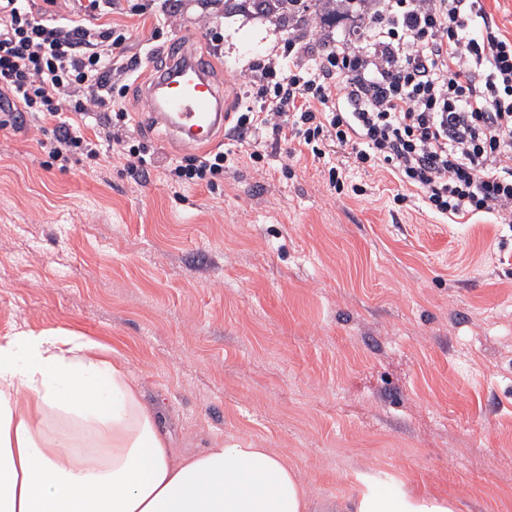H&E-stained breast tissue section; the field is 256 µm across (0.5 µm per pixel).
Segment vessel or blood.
<instances>
[{
  "instance_id": "b4317fda",
  "label": "vessel or blood",
  "mask_w": 512,
  "mask_h": 512,
  "mask_svg": "<svg viewBox=\"0 0 512 512\" xmlns=\"http://www.w3.org/2000/svg\"><path fill=\"white\" fill-rule=\"evenodd\" d=\"M211 64L209 55L188 52L174 42L166 66L147 91L150 121L166 127L187 147L209 146L223 138L228 99L212 81Z\"/></svg>"
}]
</instances>
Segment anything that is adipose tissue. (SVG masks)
Here are the masks:
<instances>
[{
	"label": "adipose tissue",
	"instance_id": "obj_1",
	"mask_svg": "<svg viewBox=\"0 0 512 512\" xmlns=\"http://www.w3.org/2000/svg\"><path fill=\"white\" fill-rule=\"evenodd\" d=\"M303 480L260 444L176 454L122 362L72 331L0 336V512H309ZM348 512H455L368 484Z\"/></svg>",
	"mask_w": 512,
	"mask_h": 512
}]
</instances>
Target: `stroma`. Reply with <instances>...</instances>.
I'll return each mask as SVG.
<instances>
[{
  "mask_svg": "<svg viewBox=\"0 0 512 512\" xmlns=\"http://www.w3.org/2000/svg\"><path fill=\"white\" fill-rule=\"evenodd\" d=\"M174 29L117 9L124 56L206 49L232 96L284 29L224 0H179ZM221 29L214 43L201 18ZM144 64L124 98L157 167L36 145L55 125L0 112V336L67 329L111 349L157 406L172 448L259 442L294 463L314 512L362 483L405 481L459 512H512V224L449 219L339 153L225 139L215 189L172 188L201 154L142 123ZM340 167L336 193L328 171Z\"/></svg>",
  "mask_w": 512,
  "mask_h": 512,
  "instance_id": "1",
  "label": "stroma"
}]
</instances>
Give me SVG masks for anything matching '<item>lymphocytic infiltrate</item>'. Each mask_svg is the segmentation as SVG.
<instances>
[{
	"mask_svg": "<svg viewBox=\"0 0 512 512\" xmlns=\"http://www.w3.org/2000/svg\"><path fill=\"white\" fill-rule=\"evenodd\" d=\"M362 38L326 37L314 57L293 34L281 53L258 59L243 83L248 101L233 130L241 142L272 131L321 157L348 151L362 169H385L419 191L432 213L495 215L512 223V38L484 0H360ZM0 0V101L58 121L37 145L54 160L99 145L135 168L145 157L123 134L127 116L114 94L112 59L128 31L97 25L113 0ZM103 115L93 134L89 118ZM224 153L169 166L172 187H214Z\"/></svg>",
	"mask_w": 512,
	"mask_h": 512,
	"instance_id": "f902f5d3",
	"label": "lymphocytic infiltrate"
}]
</instances>
